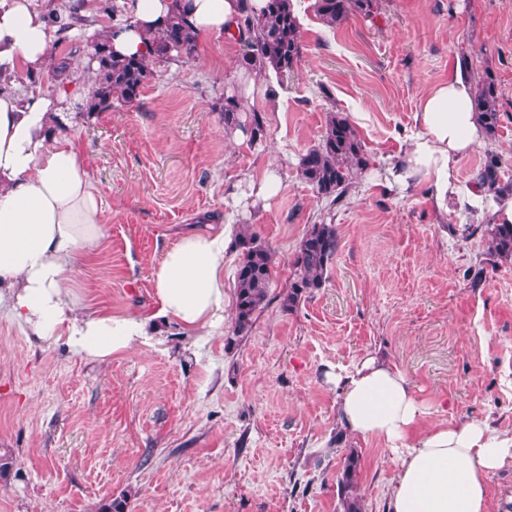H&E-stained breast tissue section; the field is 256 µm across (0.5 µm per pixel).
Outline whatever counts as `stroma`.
<instances>
[{"label": "stroma", "mask_w": 512, "mask_h": 512, "mask_svg": "<svg viewBox=\"0 0 512 512\" xmlns=\"http://www.w3.org/2000/svg\"><path fill=\"white\" fill-rule=\"evenodd\" d=\"M83 5L92 27L56 35L54 68L37 84L69 122L102 199V248L71 271L86 311L142 314L155 307L152 271L181 234L234 213L275 257L268 305L247 336L234 333L236 250L224 254L223 327L190 336L162 326L163 342L98 363L65 339L40 340L0 319V451L17 471L0 481V512H99L129 493L128 512H341L344 458L361 460L363 512H390L397 464L379 439L345 434L326 367L373 353L408 377L436 422L492 419L512 430V261L487 251L481 216L449 203L436 211L428 181L387 189L392 155L413 130L424 89L457 58L491 73L500 127L457 162L463 193L486 151L512 180V0H382L374 21L337 28L299 0L303 57L278 88L244 100L264 135L238 144L224 131V101L240 45L199 40L191 60L152 61L137 101L83 111L95 81L90 32L123 22ZM344 113L369 166L336 206L299 172L329 112ZM279 193L259 200L268 173ZM335 225L339 247L323 288L287 311L280 294L309 225Z\"/></svg>", "instance_id": "35a3bbf8"}]
</instances>
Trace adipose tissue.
Returning a JSON list of instances; mask_svg holds the SVG:
<instances>
[{"mask_svg": "<svg viewBox=\"0 0 512 512\" xmlns=\"http://www.w3.org/2000/svg\"><path fill=\"white\" fill-rule=\"evenodd\" d=\"M174 0H133L130 26L112 39L125 56L145 53ZM239 0H192L198 37L237 34ZM54 30L31 0H0V71L39 73L49 65ZM475 83L458 70L428 86L416 130L387 168L388 185L406 191L430 180L434 205L459 197L458 159L485 138L473 110ZM65 119L37 89L0 90V314L38 339L65 338L74 354L103 362L151 339L156 322L213 334L224 323V254L231 229L188 233L153 270L158 308L151 315L80 314L68 274L103 237L102 200ZM338 419L348 433L383 440L398 462L393 512H490V474L512 467V433L484 420L416 427L425 408L407 376L368 353L329 370Z\"/></svg>", "mask_w": 512, "mask_h": 512, "instance_id": "ef3b65f1", "label": "adipose tissue"}]
</instances>
